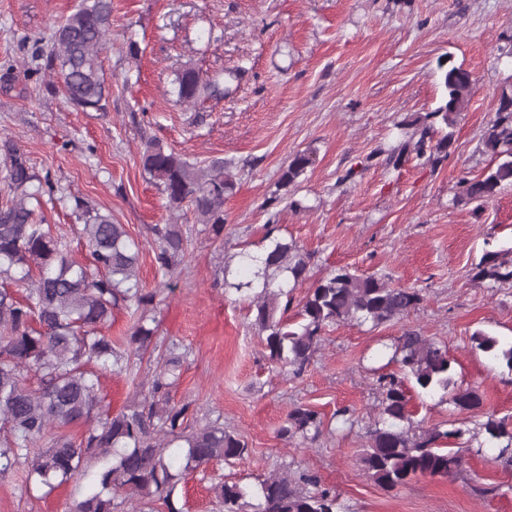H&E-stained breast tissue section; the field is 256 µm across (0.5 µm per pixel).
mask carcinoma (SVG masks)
Returning a JSON list of instances; mask_svg holds the SVG:
<instances>
[{
	"label": "carcinoma",
	"mask_w": 512,
	"mask_h": 512,
	"mask_svg": "<svg viewBox=\"0 0 512 512\" xmlns=\"http://www.w3.org/2000/svg\"><path fill=\"white\" fill-rule=\"evenodd\" d=\"M111 28L112 0H80L53 33L47 54L39 55L41 69L60 80L65 98L84 112L107 111L109 92L100 54ZM439 69L446 96L433 111L415 118L410 123L413 132L388 153L387 164L395 168L411 154L430 163L448 158L455 116L469 101L472 78L461 67L441 63ZM176 94L179 101L191 104L223 95L224 87L187 68L176 78ZM481 143L491 164L473 178H461L460 191L451 200L454 206H481L512 186V92H500ZM3 147L8 162L6 191L0 198V430L5 432L0 474L22 468L26 488L34 485L47 495L77 476L87 480L82 499L70 512H150L156 502L167 512H179L173 498L182 481L213 460L243 459L248 446L222 424L190 428L192 403L170 404L169 389L176 385L183 362V354L173 350L156 368L148 395L115 415L102 410L96 371L133 380L139 376L138 360L155 335L145 312L157 307L158 292L140 288V247L125 225L113 223L111 213L79 199L71 233L85 245L88 258L85 263L74 260L68 241L36 222L28 206V200L53 192L50 178L36 180L26 156L8 142ZM313 163L312 152L295 153L281 175L282 184L295 183ZM141 165L170 209L187 207L215 236L224 233V198L236 188L224 159L202 164L149 143ZM150 232L156 268L170 291L167 277L186 258L189 228L155 224ZM266 240L263 256L241 254L244 279L230 287L241 291L261 285L251 300L255 325L266 334L269 360L296 375L316 353L326 326L357 321L377 327L408 315L423 301L414 288L393 287L381 277L355 275L342 267L318 280L303 297L300 322L292 328L285 313L292 290L306 280L310 255L293 241L269 234ZM472 272L474 280L492 288L512 286V247L484 252ZM8 282L25 286L24 295L4 287ZM122 302L142 311L124 348L101 332ZM471 340L512 372V343L482 331L473 333ZM396 357L399 374L376 379L379 416L362 457L371 479L388 489L418 477L452 476L463 465L461 448L469 430L420 427L409 409V387L440 395L455 412L480 407L478 394L454 379L446 344L406 330L398 337ZM31 373L38 380L35 388L27 385ZM75 424L88 426L78 442L66 432ZM321 427L317 412L297 406L288 413L281 433L313 442ZM478 429L501 453L512 448L507 418L489 414ZM214 491L224 512H243L245 507L253 512H338L337 497L319 488L317 476L305 472L296 477L274 473L255 491L237 483L217 485ZM248 497L256 502H247Z\"/></svg>",
	"instance_id": "obj_1"
}]
</instances>
